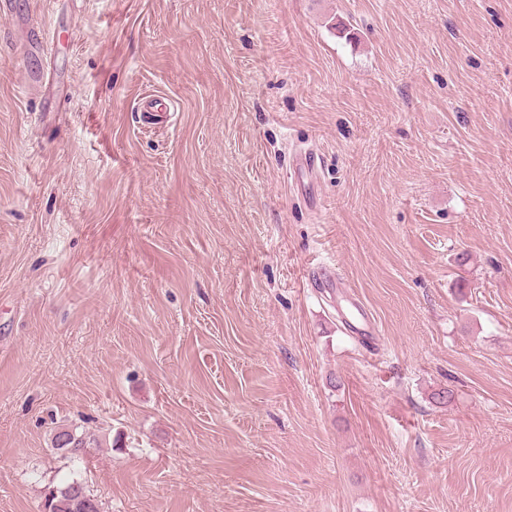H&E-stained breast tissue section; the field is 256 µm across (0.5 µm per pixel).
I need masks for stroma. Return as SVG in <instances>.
<instances>
[{
  "label": "stroma",
  "mask_w": 512,
  "mask_h": 512,
  "mask_svg": "<svg viewBox=\"0 0 512 512\" xmlns=\"http://www.w3.org/2000/svg\"><path fill=\"white\" fill-rule=\"evenodd\" d=\"M15 11L0 512L73 479L101 512H512V0ZM71 424L102 447L51 448ZM291 165H292L293 170L294 169L296 170L297 168L303 166V169H304L306 177H307L306 178L307 183L305 184L303 181L305 194L301 190V196L303 197V200L305 202L308 200V202L312 208H314V209L318 208V204L316 202V197L313 194V177H314L315 170L317 169L316 157L312 153L300 152V153H297L294 155ZM308 191H309V193H308ZM307 194L309 196H307Z\"/></svg>",
  "instance_id": "35a3bbf8"
}]
</instances>
